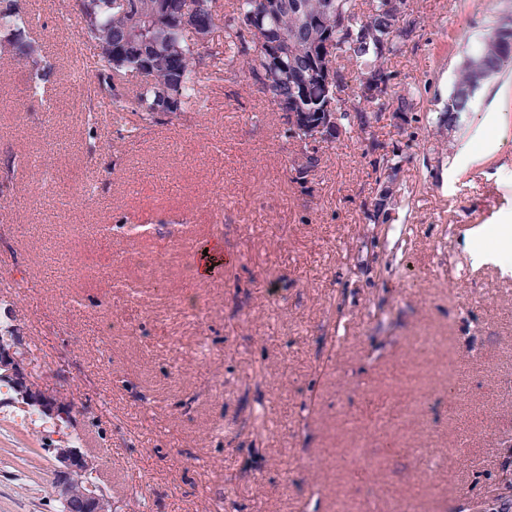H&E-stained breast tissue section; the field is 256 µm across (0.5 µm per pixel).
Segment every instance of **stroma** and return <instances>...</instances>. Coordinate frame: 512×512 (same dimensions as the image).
<instances>
[{"instance_id": "1", "label": "stroma", "mask_w": 512, "mask_h": 512, "mask_svg": "<svg viewBox=\"0 0 512 512\" xmlns=\"http://www.w3.org/2000/svg\"><path fill=\"white\" fill-rule=\"evenodd\" d=\"M419 36L390 60L415 119L395 219L369 221L364 140L325 148L309 187L295 142L250 79L209 83L201 113L134 140L86 119L74 0H38L31 38L54 73L42 101L0 60V277L45 369L88 407L87 452L122 512H477L512 460V270L471 246L512 226V70L448 97L466 51L512 0H410ZM73 173L69 204L58 173ZM145 224L147 236L128 231ZM218 237L233 261L188 274ZM80 247L72 270L55 254ZM201 291L207 333L174 307ZM120 323L101 335V317ZM438 336V350H418ZM0 400V512H59V433ZM436 448L424 458L422 444ZM361 464L352 467L351 455Z\"/></svg>"}]
</instances>
